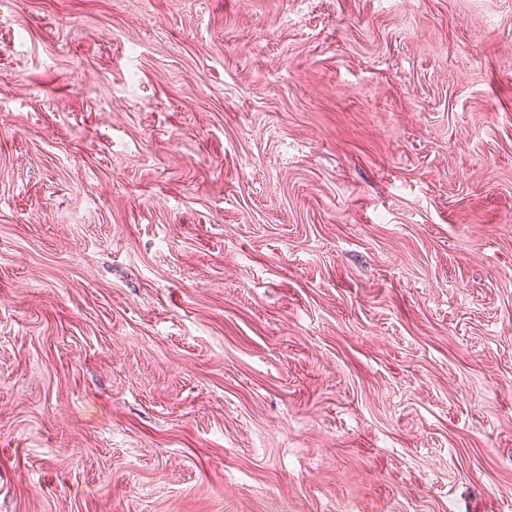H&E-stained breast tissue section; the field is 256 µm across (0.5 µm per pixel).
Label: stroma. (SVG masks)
<instances>
[{"label":"stroma","instance_id":"stroma-1","mask_svg":"<svg viewBox=\"0 0 512 512\" xmlns=\"http://www.w3.org/2000/svg\"><path fill=\"white\" fill-rule=\"evenodd\" d=\"M0 512H512V0H0Z\"/></svg>","mask_w":512,"mask_h":512}]
</instances>
